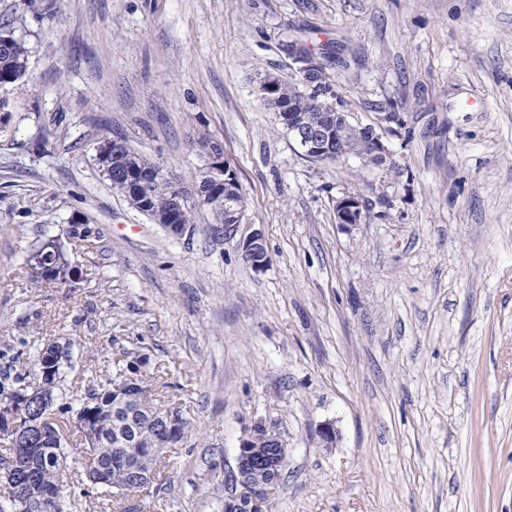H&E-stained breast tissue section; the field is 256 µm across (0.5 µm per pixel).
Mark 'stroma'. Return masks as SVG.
I'll use <instances>...</instances> for the list:
<instances>
[{
  "mask_svg": "<svg viewBox=\"0 0 512 512\" xmlns=\"http://www.w3.org/2000/svg\"><path fill=\"white\" fill-rule=\"evenodd\" d=\"M0 17L28 49L0 128V338L69 343V385L144 354L190 421L164 499L79 512H222L260 418L288 443L269 512H512V0H57L51 19L0 0ZM295 37L341 57L328 73L352 123H380L383 162L311 161L259 100L261 75L297 78ZM202 132L245 197L233 238L206 207L170 236L96 159L123 135L188 186ZM345 196L360 223L337 224ZM255 230L260 272L239 248ZM56 235L76 289L20 272Z\"/></svg>",
  "mask_w": 512,
  "mask_h": 512,
  "instance_id": "35a3bbf8",
  "label": "stroma"
}]
</instances>
